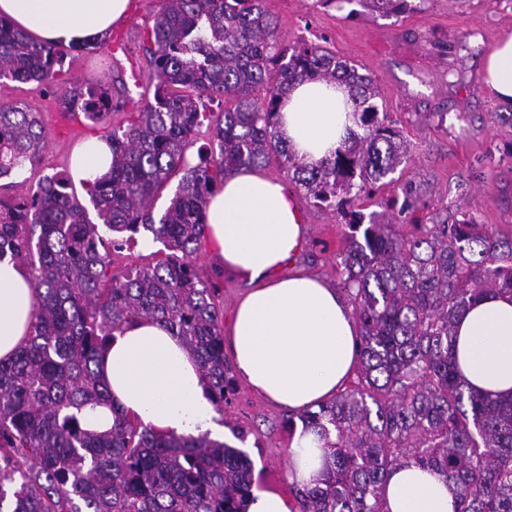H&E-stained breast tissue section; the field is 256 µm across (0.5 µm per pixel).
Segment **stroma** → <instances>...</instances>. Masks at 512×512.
Returning <instances> with one entry per match:
<instances>
[{"instance_id":"obj_1","label":"stroma","mask_w":512,"mask_h":512,"mask_svg":"<svg viewBox=\"0 0 512 512\" xmlns=\"http://www.w3.org/2000/svg\"><path fill=\"white\" fill-rule=\"evenodd\" d=\"M165 0H130L123 20V51L83 52L67 57L72 76L112 85L129 84L139 96L136 75L148 72L141 40ZM278 22L283 43L317 44L337 58L372 72L375 99L386 124L399 130L408 153L394 173L392 185L360 194L355 201L364 213H391L401 187L415 182L420 191L419 214L431 225L476 213L479 223L502 235H512V124L498 120L506 111L485 82V55L512 35V0H425L419 11L381 16L360 12L352 4L325 5L321 0H265ZM479 53L465 51V44ZM37 110L47 133V146L34 177L68 169L75 147L86 138H107L113 126L125 123L130 111L93 123L58 112L52 96L37 83H8L0 99ZM295 201L304 217V245L295 264L316 271L339 285L336 253L344 226L332 208L314 203L303 192ZM193 261L202 277L216 280L217 304L232 318L246 279L221 265L209 244H201ZM219 424L226 443L238 446L253 462L254 487L288 493V455L293 436L288 411L272 404L237 381Z\"/></svg>"}]
</instances>
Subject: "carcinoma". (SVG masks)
<instances>
[{
	"label": "carcinoma",
	"mask_w": 512,
	"mask_h": 512,
	"mask_svg": "<svg viewBox=\"0 0 512 512\" xmlns=\"http://www.w3.org/2000/svg\"><path fill=\"white\" fill-rule=\"evenodd\" d=\"M357 1L382 16L408 0ZM263 0H167L142 39L148 65L139 112L112 129V170L87 190L93 222L71 178L45 175L25 198L0 195V261L25 266L34 327L15 357L0 361V512H245L253 465L241 450L204 434H156L112 408V428L84 427L82 411L109 405L96 366L125 326L151 318L181 338L224 413L233 390L224 357L219 286L192 259L206 239V209L224 175L283 159L297 186L334 207L345 225L336 271L352 306L358 362L345 389L288 416L328 440L323 479L290 486L291 512H389L390 473L404 463L453 482L456 512H512V398L465 388L455 350L456 320L491 293L512 294V237L489 231L475 213L453 224L414 221L413 183L392 216L364 214L354 200L389 186L405 157L399 131L379 119L372 73L317 44H284ZM38 42L0 17V81L54 89L64 111L101 123L127 101L65 69L73 52ZM348 87L354 119L345 146L318 166L279 137L280 98L296 82ZM226 103L219 112L206 103ZM208 122L216 146L187 159ZM47 144L39 113L0 104V179L35 165ZM178 179L170 204L154 201ZM125 234L106 239L99 226ZM147 234L167 253L154 263L112 269V251Z\"/></svg>",
	"instance_id": "cac0c4a2"
}]
</instances>
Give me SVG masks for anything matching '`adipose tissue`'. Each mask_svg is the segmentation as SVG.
Wrapping results in <instances>:
<instances>
[{
    "label": "adipose tissue",
    "instance_id": "1",
    "mask_svg": "<svg viewBox=\"0 0 512 512\" xmlns=\"http://www.w3.org/2000/svg\"><path fill=\"white\" fill-rule=\"evenodd\" d=\"M130 0H0V16L33 38L53 44L96 42L124 19ZM486 82L512 103V35L489 54ZM346 86L325 80L295 83L282 98L277 128L298 158H330L354 122ZM106 140L87 139L72 155L74 182L95 184L110 171ZM207 235L218 259L249 282L233 317L232 350L239 377L266 399L300 412L343 389L357 361V328L336 287L301 271L288 272L304 243L302 216L291 194L258 169L225 175L208 205ZM33 325L28 271L0 262V360L26 342ZM462 380L482 395L512 396V296L471 305L454 329ZM97 371L112 400L161 435L219 434L197 361L180 338L140 319L115 334ZM326 442L296 429L288 459L290 482L311 485L325 470ZM390 512H456L455 486L409 463L385 486Z\"/></svg>",
    "mask_w": 512,
    "mask_h": 512
}]
</instances>
